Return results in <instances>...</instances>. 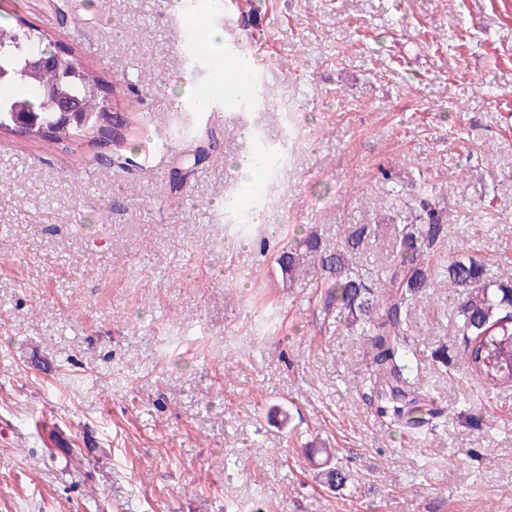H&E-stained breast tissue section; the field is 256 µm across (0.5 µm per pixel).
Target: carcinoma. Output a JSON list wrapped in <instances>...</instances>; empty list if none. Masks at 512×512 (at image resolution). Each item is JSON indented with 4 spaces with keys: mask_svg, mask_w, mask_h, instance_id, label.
<instances>
[{
    "mask_svg": "<svg viewBox=\"0 0 512 512\" xmlns=\"http://www.w3.org/2000/svg\"><path fill=\"white\" fill-rule=\"evenodd\" d=\"M50 46L51 41L37 31L24 37L19 20L0 23V88L7 90L0 95V125L13 124L18 111L34 110L40 120L29 126L23 136L62 143L86 136V129L57 125L52 133H46L43 127L56 121L57 112L55 100L47 98L44 89L52 88L57 95L78 101L83 111L95 116L100 113V106L91 87L98 84V79L67 52L57 69L28 68V60ZM251 134L259 143L258 150L252 153L254 159L261 167L277 172L293 147L291 129L282 131L277 139L266 138L256 127L251 128ZM420 206L426 221L408 225L395 243L382 288L371 287L366 275L351 262L371 233L366 224L343 233L334 250L322 248L319 238L310 233L292 238L275 257L284 284L320 273L313 284L316 307L326 316L334 313L349 326L361 329L370 360L366 382L385 401L380 413L410 426L420 423L421 406L405 399L412 394L426 397L429 391L418 383L420 359L409 348L406 331L412 304L426 298L430 288L425 252L438 240L447 222L427 200L420 201ZM224 218L235 234L252 235L249 214L234 209L224 212ZM446 274L448 288L458 296L464 339L460 362L488 389L512 385V269L488 282L486 268L479 260L452 257ZM331 458L329 451L327 467L318 476L329 487L339 489L345 483V473L342 467L330 465Z\"/></svg>",
    "mask_w": 512,
    "mask_h": 512,
    "instance_id": "cac0c4a2",
    "label": "carcinoma"
}]
</instances>
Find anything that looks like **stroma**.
<instances>
[{"label": "stroma", "instance_id": "stroma-1", "mask_svg": "<svg viewBox=\"0 0 512 512\" xmlns=\"http://www.w3.org/2000/svg\"><path fill=\"white\" fill-rule=\"evenodd\" d=\"M98 75L111 123L55 146L0 133V512H512V386L459 368L443 272L470 245L512 267V0H241L223 37L263 66L248 123L294 147L252 239L222 201L253 141L211 135L172 91V0H0ZM448 217L409 346L435 415L388 425L365 397L358 329L323 318L273 262L375 224L357 260L382 287L421 184ZM107 220H100V212ZM57 440H50L49 431ZM332 448L347 482L317 479Z\"/></svg>", "mask_w": 512, "mask_h": 512}]
</instances>
